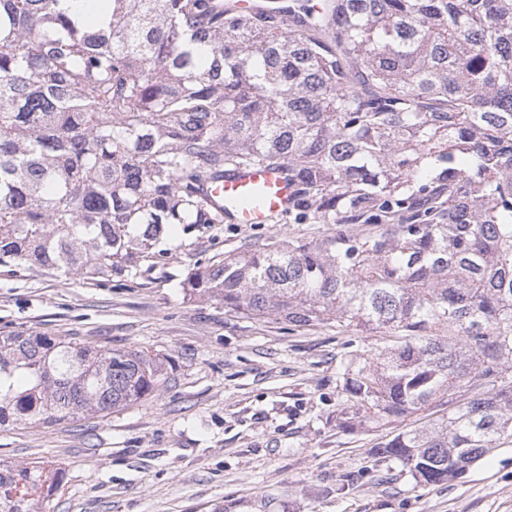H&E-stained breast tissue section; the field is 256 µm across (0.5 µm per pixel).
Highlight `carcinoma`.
Segmentation results:
<instances>
[{"label":"carcinoma","instance_id":"obj_1","mask_svg":"<svg viewBox=\"0 0 512 512\" xmlns=\"http://www.w3.org/2000/svg\"><path fill=\"white\" fill-rule=\"evenodd\" d=\"M0 0V263L110 278L174 224H222L211 183L288 170L292 224L186 287L235 314L394 338L342 373L340 426L419 415L374 449L419 485L512 437V0ZM143 349L0 336V426L151 395ZM470 397L432 417L436 401ZM60 468L0 461V512Z\"/></svg>","mask_w":512,"mask_h":512}]
</instances>
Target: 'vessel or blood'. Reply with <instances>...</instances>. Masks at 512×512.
Here are the masks:
<instances>
[{"label":"vessel or blood","instance_id":"1","mask_svg":"<svg viewBox=\"0 0 512 512\" xmlns=\"http://www.w3.org/2000/svg\"><path fill=\"white\" fill-rule=\"evenodd\" d=\"M210 195L223 205L228 222L259 226L288 213L294 205L295 188L287 171L250 167L227 173L223 181L213 184Z\"/></svg>","mask_w":512,"mask_h":512}]
</instances>
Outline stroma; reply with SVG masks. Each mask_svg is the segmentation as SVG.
Masks as SVG:
<instances>
[{"mask_svg": "<svg viewBox=\"0 0 512 512\" xmlns=\"http://www.w3.org/2000/svg\"><path fill=\"white\" fill-rule=\"evenodd\" d=\"M326 230L181 227L156 243L164 262L99 281L0 263V336L144 348L166 363L153 394L111 414L0 427V461L65 474L42 512H512V438L460 478L420 486L373 454L401 423L340 427L339 375L382 351V333L234 314L184 286L225 253Z\"/></svg>", "mask_w": 512, "mask_h": 512, "instance_id": "stroma-1", "label": "stroma"}]
</instances>
